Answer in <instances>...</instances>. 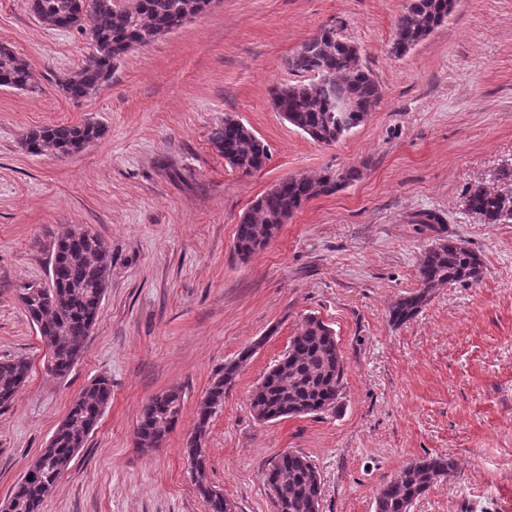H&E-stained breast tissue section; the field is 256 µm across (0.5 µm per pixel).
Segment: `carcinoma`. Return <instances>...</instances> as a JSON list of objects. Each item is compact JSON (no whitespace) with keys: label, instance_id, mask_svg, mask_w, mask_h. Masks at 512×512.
<instances>
[{"label":"carcinoma","instance_id":"1","mask_svg":"<svg viewBox=\"0 0 512 512\" xmlns=\"http://www.w3.org/2000/svg\"><path fill=\"white\" fill-rule=\"evenodd\" d=\"M212 0H29L32 13L45 25H65L87 32L92 51L80 67L60 81L64 94L81 100L112 78L115 62L137 47L173 32L207 11ZM448 16V0H413L398 16L392 45L395 49L417 45ZM291 70L309 75L308 82L271 89L275 110L289 115V124L311 140L332 145L337 135L336 100L348 99L351 122L377 106L378 82L349 43L328 30L307 41L288 59ZM28 63L0 45V87L25 90L32 85ZM106 133L98 121L80 125L59 124L28 132L23 145L35 153L68 155L83 150ZM211 146L231 166L245 173L258 171L268 159L266 145L243 124L226 117L210 132ZM361 171L349 168L339 174L319 177H289L256 198L237 225L235 252L248 259L275 237L281 218L298 211L307 201L358 180ZM466 209L480 215L486 224L512 223V193L471 188ZM49 285L31 283L20 289L19 301L47 347V368L58 377L68 375L84 353L112 275L100 236L75 225L53 244ZM484 274L479 253L457 239L437 237L420 254L419 287L398 299L390 308L396 326L415 318L434 291L444 286L478 282ZM243 349L238 359L224 365L206 390L197 409L193 432L185 453L193 460L198 491L208 512H233L224 494L204 481L206 456L197 451L206 437L211 417L224 406L238 370L252 354ZM31 363L23 357L0 361V409L14 400L27 382ZM345 361L336 334L321 319L305 318L292 338L288 352L251 392L250 408L260 421L323 414L341 407ZM112 397V383L98 377L71 405L50 442L29 465L14 486L8 503L12 512H41L46 493L53 488ZM182 393L178 388L151 397L143 406L136 428L139 448H159L166 441L179 415ZM455 469L453 461L425 457L406 463L384 482L375 497V512H410L415 500L426 494ZM264 480L275 512H320L321 479L312 461L300 452L277 456L268 464Z\"/></svg>","mask_w":512,"mask_h":512}]
</instances>
